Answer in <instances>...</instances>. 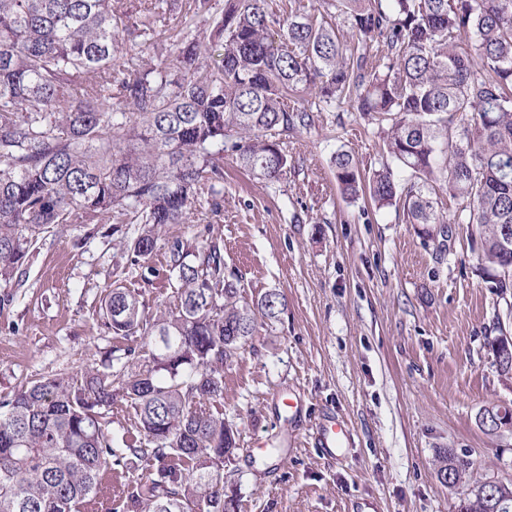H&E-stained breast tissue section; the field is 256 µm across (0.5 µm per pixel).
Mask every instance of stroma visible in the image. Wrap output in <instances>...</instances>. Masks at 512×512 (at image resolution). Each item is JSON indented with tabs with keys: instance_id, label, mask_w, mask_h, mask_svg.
I'll use <instances>...</instances> for the list:
<instances>
[{
	"instance_id": "obj_1",
	"label": "stroma",
	"mask_w": 512,
	"mask_h": 512,
	"mask_svg": "<svg viewBox=\"0 0 512 512\" xmlns=\"http://www.w3.org/2000/svg\"><path fill=\"white\" fill-rule=\"evenodd\" d=\"M378 168L383 140L354 112H319L287 139L291 168L273 182L224 161V207L201 204L172 224L146 263L109 224H53L23 275L0 280V402L22 385L79 374L117 349L149 361L148 337L112 336L99 295L135 290L147 312L172 304V241L211 226L246 298L280 290L287 307L259 324L224 366V420L238 449L224 463L234 512H453L458 492L437 477L445 449L467 453L470 481H512V435L492 436L478 410L512 401L487 338L512 332V293L481 273L467 224H409L393 207L342 198L331 157ZM298 404L276 408L274 394ZM349 431L344 460L315 441L328 417Z\"/></svg>"
}]
</instances>
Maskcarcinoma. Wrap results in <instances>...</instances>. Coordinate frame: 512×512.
<instances>
[{
    "mask_svg": "<svg viewBox=\"0 0 512 512\" xmlns=\"http://www.w3.org/2000/svg\"><path fill=\"white\" fill-rule=\"evenodd\" d=\"M139 5L133 17L126 0H0L1 278L24 270L52 224H137L119 246L145 260L167 225L190 218L201 187L221 212L224 153L278 180L284 138L339 110L385 126L386 151L367 175L337 150L341 195L400 208L409 224L475 225L481 269L512 290V0ZM441 191L458 202L446 217ZM167 268L173 308L152 316L120 285L99 307L114 336L150 337L148 365L114 354L0 403V512H230L224 362L286 298L246 300L209 226L173 241ZM118 395L136 415L122 448ZM133 458L145 481L103 483ZM450 462L465 483L468 455L444 451L437 473ZM455 512H512V492L495 508L475 486Z\"/></svg>",
    "mask_w": 512,
    "mask_h": 512,
    "instance_id": "obj_1",
    "label": "carcinoma"
}]
</instances>
